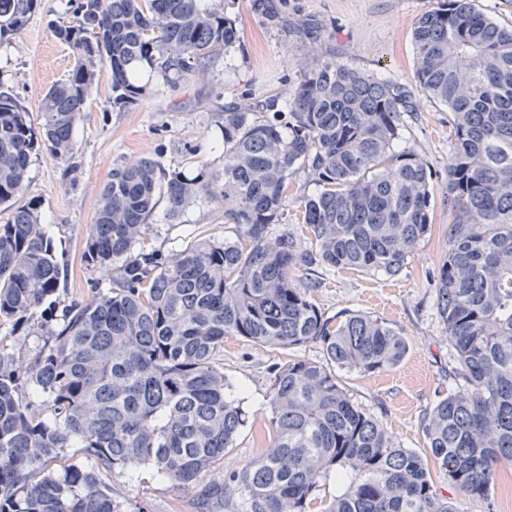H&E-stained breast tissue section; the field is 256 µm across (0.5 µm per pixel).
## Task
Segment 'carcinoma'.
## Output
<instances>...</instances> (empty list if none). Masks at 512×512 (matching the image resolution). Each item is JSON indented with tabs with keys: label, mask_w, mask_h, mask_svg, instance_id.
<instances>
[{
	"label": "carcinoma",
	"mask_w": 512,
	"mask_h": 512,
	"mask_svg": "<svg viewBox=\"0 0 512 512\" xmlns=\"http://www.w3.org/2000/svg\"><path fill=\"white\" fill-rule=\"evenodd\" d=\"M55 34L75 58L43 95L40 126L0 89V323L27 326L56 293L63 269L30 204H19L39 145L74 153V127L102 63L112 103L176 92L240 42L210 0H70ZM37 0H0V42L27 23ZM254 12L305 42L321 26L294 24L280 0ZM410 84L327 57L303 70L292 97L224 103L222 165L189 177L143 158L112 171L83 251L111 287L66 309L29 360L0 337V512H127L107 479L147 468L192 492V512H457L428 464L359 407L338 372L398 366L403 333L359 312L327 316L321 282L291 270L399 274L431 228L433 174L411 147L396 150L403 114L420 97L448 109V259L435 308L450 352V385L423 417L428 450L462 494L487 500L512 465V27L474 0H442L415 21ZM306 173L307 244L275 231L288 179ZM183 223L189 204L224 209L233 235L206 231L166 253L145 245L159 199ZM272 349L317 345L321 359L272 368L269 451L224 473L248 415L228 394L224 339ZM79 448L85 461L50 464Z\"/></svg>",
	"instance_id": "cac0c4a2"
}]
</instances>
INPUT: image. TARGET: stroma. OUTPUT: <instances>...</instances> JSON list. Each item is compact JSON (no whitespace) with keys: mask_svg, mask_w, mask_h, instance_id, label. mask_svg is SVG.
Returning a JSON list of instances; mask_svg holds the SVG:
<instances>
[{"mask_svg":"<svg viewBox=\"0 0 512 512\" xmlns=\"http://www.w3.org/2000/svg\"><path fill=\"white\" fill-rule=\"evenodd\" d=\"M434 0H286L290 18L316 20L324 31L323 48L360 70L402 83L413 80V23ZM227 14L235 19L240 42L223 55L213 71L169 94L156 92L135 107L122 110L112 104L109 66H102L74 129L76 148L70 160L46 150L34 155L23 194L33 204L53 239L57 255L67 268L55 294L51 317H35L29 327L13 334L16 358L32 356L48 329L60 324L67 305L107 291L108 279L83 264L81 255L101 190L113 168L143 157L169 170L195 175L203 166L220 164L216 147L227 101L249 94L257 98L291 96L301 72L317 53L294 35L284 33L259 17L251 0H233ZM69 0H38L24 28L0 42V87L21 99L31 115L48 88L73 68L71 50L53 33L60 18L70 17ZM450 114L443 106L422 100L418 112L405 115L403 136L433 172V227L395 276L356 270H325L316 300L328 315L361 312L385 320L404 333L409 351L400 365L375 374L341 373L353 400L377 415L397 441L414 451L426 443L422 418L436 392L448 387V345L433 308L434 289L429 273L448 256V139ZM164 205H157L146 244L169 251L199 227L224 233L222 210L192 203L185 223H170ZM315 345L289 350L260 347L237 338L224 341L222 364L231 383L232 398L249 415L234 448L224 457L225 471L240 469L265 452L272 435L269 403L270 370L295 358L319 359ZM433 476L438 490L458 512H512V467H499L490 501L461 494L441 470ZM112 495L124 505L141 504L148 512H190V495L154 478L150 470L138 477L115 470Z\"/></svg>","mask_w":512,"mask_h":512,"instance_id":"35a3bbf8","label":"stroma"}]
</instances>
